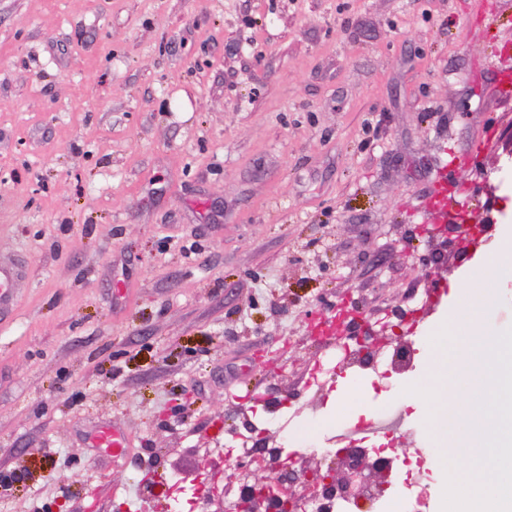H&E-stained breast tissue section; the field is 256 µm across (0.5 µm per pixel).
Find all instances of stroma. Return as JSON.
I'll list each match as a JSON object with an SVG mask.
<instances>
[{
  "label": "stroma",
  "instance_id": "stroma-1",
  "mask_svg": "<svg viewBox=\"0 0 512 512\" xmlns=\"http://www.w3.org/2000/svg\"><path fill=\"white\" fill-rule=\"evenodd\" d=\"M512 0H0V512H145L193 484L253 400L337 423L366 388L321 335L344 298L428 338L512 236ZM457 194L436 207L437 178ZM469 219L488 237L461 235ZM119 425L121 457L95 447ZM19 274L17 264L0 260V314L13 305V288Z\"/></svg>",
  "mask_w": 512,
  "mask_h": 512
}]
</instances>
